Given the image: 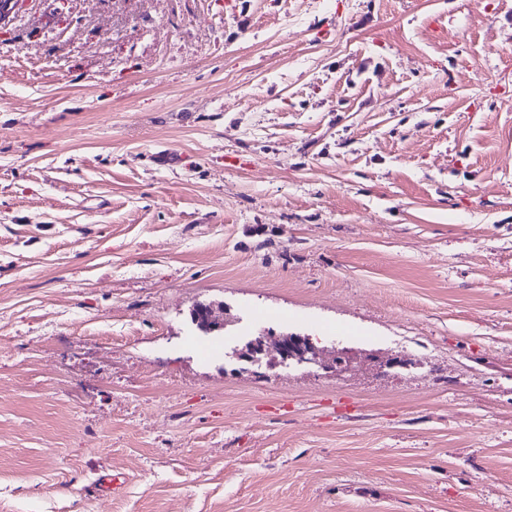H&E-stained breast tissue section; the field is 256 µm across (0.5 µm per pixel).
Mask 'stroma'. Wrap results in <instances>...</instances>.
I'll return each instance as SVG.
<instances>
[{
	"label": "stroma",
	"instance_id": "35a3bbf8",
	"mask_svg": "<svg viewBox=\"0 0 512 512\" xmlns=\"http://www.w3.org/2000/svg\"><path fill=\"white\" fill-rule=\"evenodd\" d=\"M511 51L512 0H20L0 512H512ZM256 336L236 352L239 360L261 367L263 356L267 355V339L274 338L273 344L278 361L282 366L291 364L315 365L329 373L342 375L354 368L355 358L347 349H336L331 358L323 356V350L314 345L310 336L290 334L288 336Z\"/></svg>",
	"mask_w": 512,
	"mask_h": 512
}]
</instances>
